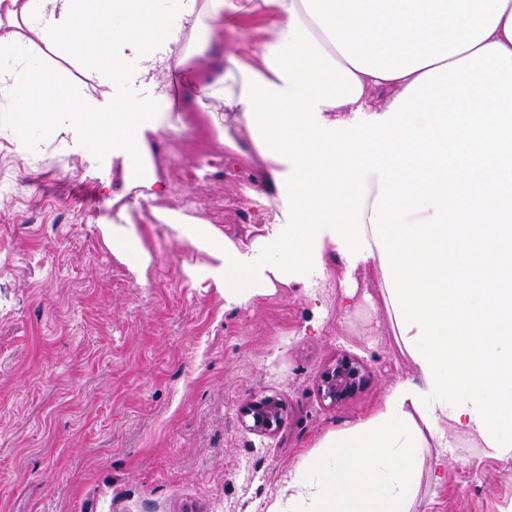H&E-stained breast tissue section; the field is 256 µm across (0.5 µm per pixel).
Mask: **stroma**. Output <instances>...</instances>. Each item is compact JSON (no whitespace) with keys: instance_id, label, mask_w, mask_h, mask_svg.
I'll return each instance as SVG.
<instances>
[{"instance_id":"35a3bbf8","label":"stroma","mask_w":512,"mask_h":512,"mask_svg":"<svg viewBox=\"0 0 512 512\" xmlns=\"http://www.w3.org/2000/svg\"><path fill=\"white\" fill-rule=\"evenodd\" d=\"M182 77L167 80L158 141L223 153L207 124L186 122ZM144 166L88 150L78 126L0 115V512L284 510L304 456L413 375L377 285L340 309L335 257L227 307L207 249L160 220L131 223L153 191ZM223 169H161L165 207L243 248L264 222V169L250 152ZM116 224L132 225L138 257L113 245ZM344 355L369 377L332 405L318 383ZM255 395L284 402L276 433L246 428ZM413 512H512V460L457 442Z\"/></svg>"}]
</instances>
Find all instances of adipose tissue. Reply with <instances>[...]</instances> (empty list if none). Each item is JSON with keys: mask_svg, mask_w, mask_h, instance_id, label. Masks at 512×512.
<instances>
[{"mask_svg": "<svg viewBox=\"0 0 512 512\" xmlns=\"http://www.w3.org/2000/svg\"><path fill=\"white\" fill-rule=\"evenodd\" d=\"M204 14L216 39L274 18L251 56L191 76L187 99L232 152L248 131L266 203L298 231L212 245L226 303L336 254L343 287L375 275L414 369L302 459L288 512H412L422 477L445 481L449 429L512 459V0H0V112L64 115L89 149L146 156L174 47ZM47 51L112 93L65 91Z\"/></svg>", "mask_w": 512, "mask_h": 512, "instance_id": "obj_1", "label": "adipose tissue"}]
</instances>
